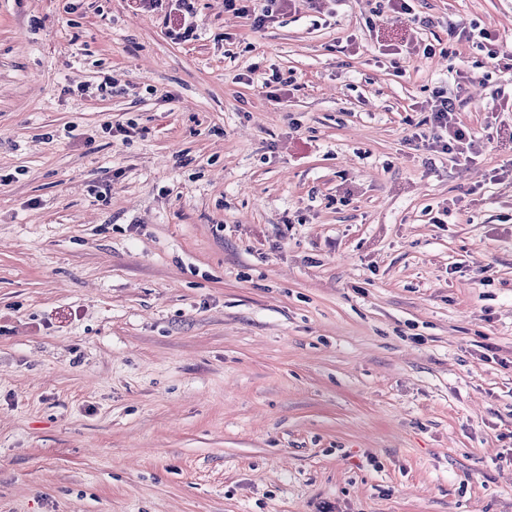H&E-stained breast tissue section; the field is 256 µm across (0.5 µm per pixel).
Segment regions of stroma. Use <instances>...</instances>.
<instances>
[{
    "mask_svg": "<svg viewBox=\"0 0 512 512\" xmlns=\"http://www.w3.org/2000/svg\"><path fill=\"white\" fill-rule=\"evenodd\" d=\"M411 5L0 0V512H512V0ZM169 23L172 15L173 26L170 27L169 34L174 36L173 39L179 41H188L194 34V24L192 21L194 15L193 0H169ZM252 0H225L224 5L228 11H233L236 14H242L244 16H249L251 20V25L254 30L262 29L266 23H268L274 14L273 7L283 8L288 6H294L295 2H304V0H267L266 7L259 11H255V7L252 8L250 5ZM429 119L430 126L415 134L420 140H432V144L439 146L443 152L455 155L458 159L467 161L471 154L481 148L476 136L457 118L456 103L448 94L438 92L434 96Z\"/></svg>",
    "mask_w": 512,
    "mask_h": 512,
    "instance_id": "35a3bbf8",
    "label": "stroma"
}]
</instances>
